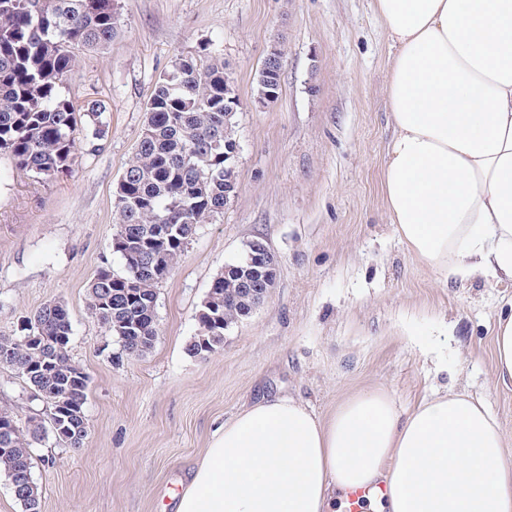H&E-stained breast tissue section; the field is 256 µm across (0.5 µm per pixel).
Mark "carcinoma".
Segmentation results:
<instances>
[{
	"instance_id": "1",
	"label": "carcinoma",
	"mask_w": 512,
	"mask_h": 512,
	"mask_svg": "<svg viewBox=\"0 0 512 512\" xmlns=\"http://www.w3.org/2000/svg\"><path fill=\"white\" fill-rule=\"evenodd\" d=\"M118 31L112 0H0V155L19 168L51 179L74 163L82 118L92 138L106 134L101 99L76 107L63 95L77 64V51L102 47ZM237 96L232 73L220 59L204 63L178 56L154 85L136 153L118 185L113 250L127 257L148 246L152 258L136 273L102 268L88 284V314L116 336L123 352L141 355L158 336L156 288L183 255L202 224L224 210L236 188V172L224 162V143L236 142L235 115L224 98ZM158 224L170 227L162 242L149 239ZM131 279L132 287L124 280ZM197 315L199 332L188 346L194 357L219 350L224 327L246 318L248 300L238 272L218 274ZM28 333L0 336V361L30 370L22 377L46 395L51 418L63 428L67 447H83L88 376L69 355L72 325L66 306L44 305L25 319ZM44 426L0 431V474L9 481L23 512H40L32 477L34 444Z\"/></svg>"
}]
</instances>
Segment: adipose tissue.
Wrapping results in <instances>:
<instances>
[{"label":"adipose tissue","mask_w":512,"mask_h":512,"mask_svg":"<svg viewBox=\"0 0 512 512\" xmlns=\"http://www.w3.org/2000/svg\"><path fill=\"white\" fill-rule=\"evenodd\" d=\"M396 48L395 135L381 172L388 218L442 283H512V0H375ZM381 485L388 512H512V442L468 395L413 409L385 389L328 418L261 398L214 432L176 512H331Z\"/></svg>","instance_id":"adipose-tissue-1"}]
</instances>
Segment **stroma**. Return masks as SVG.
Here are the masks:
<instances>
[{
	"instance_id": "stroma-1",
	"label": "stroma",
	"mask_w": 512,
	"mask_h": 512,
	"mask_svg": "<svg viewBox=\"0 0 512 512\" xmlns=\"http://www.w3.org/2000/svg\"><path fill=\"white\" fill-rule=\"evenodd\" d=\"M117 36L82 50L65 94L104 100L107 133L81 141L45 181L0 155V334L50 301L66 305L69 354L89 377L88 435L77 450L46 436L34 450L40 512H174L215 429L261 396L303 400L325 417L379 387L411 408L446 386L482 400L512 437V385L493 374V332L512 285L438 282L399 241L381 193L395 129L386 80L394 50L374 0H115ZM278 99L257 104L272 44ZM224 60L240 99L236 193L201 225L157 287L158 337L123 352L86 310L90 280L124 269L112 249L118 183L158 77L177 55ZM267 245L277 276L224 346L187 347L214 277ZM0 410L50 411L0 366Z\"/></svg>"
}]
</instances>
